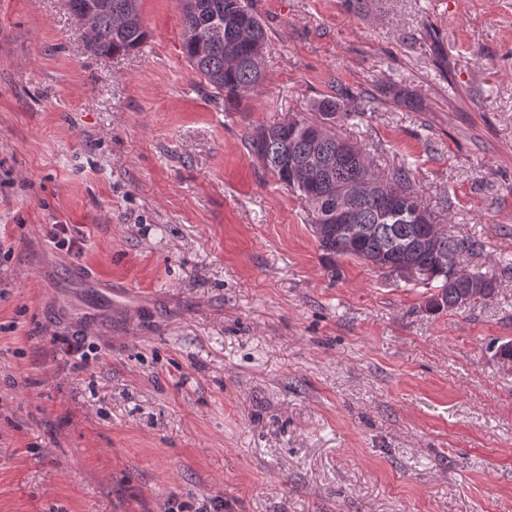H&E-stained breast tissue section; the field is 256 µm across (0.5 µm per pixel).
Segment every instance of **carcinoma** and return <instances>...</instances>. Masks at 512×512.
I'll return each mask as SVG.
<instances>
[{
    "label": "carcinoma",
    "instance_id": "carcinoma-1",
    "mask_svg": "<svg viewBox=\"0 0 512 512\" xmlns=\"http://www.w3.org/2000/svg\"><path fill=\"white\" fill-rule=\"evenodd\" d=\"M107 12L94 9V0H66L77 18L87 17V49L97 56L112 57L140 48L148 32L139 0H110ZM182 15V46L193 71L214 93L234 97L254 92L262 81L267 34L250 0H177ZM223 23L221 36L211 39L202 54L197 38L209 34L213 18ZM324 119L360 120L374 111L373 100L336 89L314 103ZM309 123L293 120L262 126L249 139V149L264 170L308 204V221L318 247L328 257H349L363 261L387 274L402 261L393 243L405 246L410 261L431 271L428 283L436 284L432 303L448 309L473 304L492 296L493 277L479 270L456 272L439 259L444 253L454 260L474 255L479 243L439 231L433 224L418 191L412 185V168L400 167L381 181L375 161L366 149L355 146L332 130L318 139L308 134ZM335 158L333 165L326 159ZM340 185L352 186L357 237L336 231L329 211L318 206L321 199L336 196Z\"/></svg>",
    "mask_w": 512,
    "mask_h": 512
}]
</instances>
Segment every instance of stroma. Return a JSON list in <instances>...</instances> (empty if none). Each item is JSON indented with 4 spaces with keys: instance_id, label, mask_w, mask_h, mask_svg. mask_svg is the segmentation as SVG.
<instances>
[{
    "instance_id": "obj_1",
    "label": "stroma",
    "mask_w": 512,
    "mask_h": 512,
    "mask_svg": "<svg viewBox=\"0 0 512 512\" xmlns=\"http://www.w3.org/2000/svg\"><path fill=\"white\" fill-rule=\"evenodd\" d=\"M252 8L264 81L235 100L176 0L114 57L65 0H0V512H512V0ZM340 86L374 99L340 133L413 167L492 297L324 258L245 139Z\"/></svg>"
}]
</instances>
